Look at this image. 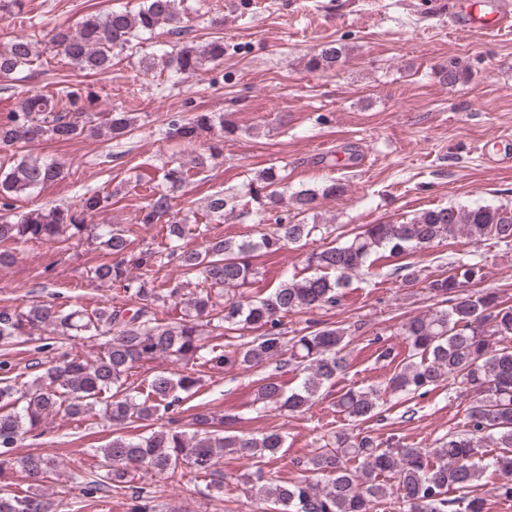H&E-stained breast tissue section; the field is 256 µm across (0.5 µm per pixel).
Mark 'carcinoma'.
<instances>
[{
    "mask_svg": "<svg viewBox=\"0 0 512 512\" xmlns=\"http://www.w3.org/2000/svg\"><path fill=\"white\" fill-rule=\"evenodd\" d=\"M179 0H143L136 12L112 10L86 17L79 29H59L50 48L80 70L107 74L114 51L133 50L141 36L182 21ZM39 41L20 36L0 50V75L37 64ZM224 57V41L180 49L167 61L179 73H194ZM343 57V48L329 45L312 55L306 67L332 69ZM92 95L79 85H65L51 94L25 96L16 109L0 121V145L33 144L43 139L74 141L87 136L120 140L132 131L134 119L127 112H94ZM234 128L224 116L197 112L171 120L165 129L169 140L192 141L201 132ZM60 165L38 157L23 156L11 167H0V266L10 265L29 242L65 243L82 236L85 217L112 206L113 192L84 195L78 207L36 208L14 216L16 196L57 180ZM165 184L151 195L134 224H102L98 239L112 260L88 270L91 278L110 283L129 298L132 307L108 301L85 309L65 303H33L22 309L0 310V351L7 352L24 336L44 330L54 339L107 336L91 362L79 355L47 361L48 367L31 382L18 381L10 361L0 360V447L12 448L23 436L41 428L43 420L62 412L80 417L103 405L112 422V440L99 449L103 472L90 484L106 483L120 494L141 468L173 479L210 478L213 488L224 492V478L216 477L224 453L252 459H275L284 437L275 430L259 434H224V420L199 416L189 432L170 427L149 436L124 434L139 421L157 417L196 393L199 378L188 368L173 377L159 372L139 384L137 395L125 393L129 377L138 365L159 355L177 361L234 366L250 371L266 366L291 347L290 360L302 371L295 389H286L275 374L258 380L255 401L265 408L302 413L347 369L344 354L350 339L345 328L313 321L304 334L286 338L283 318L337 301V289L349 275L362 268L379 251L402 254L426 249L436 240L456 232L481 241L512 243V206H448L427 209L408 222L364 224L342 245L329 246L307 257L315 273L300 280L282 282L269 295L250 299L241 293L259 276L253 253H275L319 231L316 224H290L277 220L258 240L235 241L209 236L208 226L188 223L173 210L174 193L185 181L181 165L164 173ZM278 172L267 168L249 186L250 203L258 223L279 204ZM345 191L333 180L322 190L304 189L294 197L298 213L310 211L318 195ZM229 198L217 192L207 203V216L224 217ZM165 221L167 250L145 251L137 260L140 273L128 276L123 255L129 238L143 227ZM201 238V246L178 251L176 242L189 234ZM183 268L194 291L180 296L181 288L166 287L160 271L172 258ZM462 268L467 280H457ZM482 279L477 263H459L450 274L428 283L432 297L445 307L411 318L402 326L410 346L388 381L381 386L349 389L337 397L336 411L351 421L376 415L384 395H423L446 380L469 396L463 429L448 433L435 448H383L373 436L360 433L350 438L333 432L317 455L304 462L306 470L321 475L284 481L271 473H259L252 485L257 512H374L375 506L395 500L405 512H488V497L512 501V305L494 292L469 290ZM177 298L186 313L176 321L158 317L156 307L165 298ZM252 330L250 340L210 346L206 337L220 331ZM487 442L495 447L491 461H473ZM359 462L355 469L348 463ZM19 478L41 485L55 478V464L41 455H27L16 462ZM492 469L496 482L483 481ZM456 496H450V493ZM54 503L37 491L0 495V512H52Z\"/></svg>",
    "mask_w": 512,
    "mask_h": 512,
    "instance_id": "obj_1",
    "label": "carcinoma"
}]
</instances>
